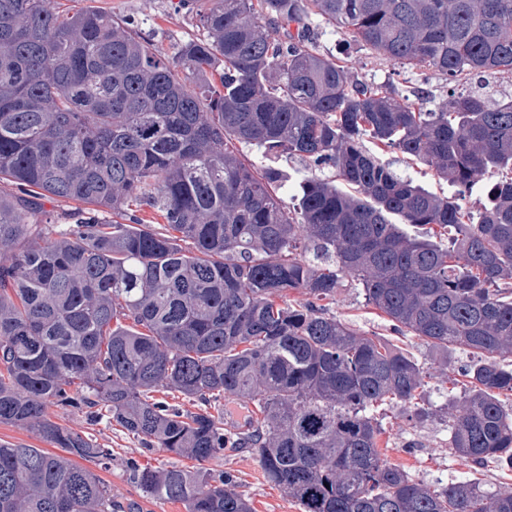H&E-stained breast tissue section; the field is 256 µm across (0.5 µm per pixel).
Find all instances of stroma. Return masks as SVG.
Segmentation results:
<instances>
[{
	"mask_svg": "<svg viewBox=\"0 0 512 512\" xmlns=\"http://www.w3.org/2000/svg\"><path fill=\"white\" fill-rule=\"evenodd\" d=\"M73 5L77 8L96 6L134 19L142 33L169 54L199 32L198 19L177 11L175 0H73ZM308 33L318 53L346 60L354 79L393 85L400 97L422 104L427 110L436 109L448 97V83L438 72L379 59L368 47L350 41L344 32L328 26L321 18L309 20ZM378 157L382 163L429 191L452 199L462 198L464 207L471 211H481L486 202V180H478L462 191L438 179L430 165L408 164L399 151L387 149L379 152ZM326 309L354 329L389 339L432 374L424 395L430 408L427 417L416 419L411 409L403 406L392 408L381 417L379 446L387 460L405 470L416 482L431 487L469 478V464L448 447L447 413L448 402L460 399L465 388L464 379L451 365L466 360V352L456 349L445 355L430 349L417 337L395 333L387 316L367 304L362 289L351 285L338 289L335 298L327 301ZM50 415L58 424L92 435L98 443L111 449V465L90 461L86 467L111 488L114 499L133 503L134 512H185L182 503L155 498L140 490L130 477V468L134 465L162 468L176 464L193 471L198 467L196 461L143 447L140 440L107 422L89 424L81 413L54 407ZM208 466L230 473L234 478L233 491L248 498L255 512H301L294 499L265 480L255 451L227 448L210 460Z\"/></svg>",
	"mask_w": 512,
	"mask_h": 512,
	"instance_id": "1",
	"label": "stroma"
}]
</instances>
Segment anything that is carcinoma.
<instances>
[{
	"mask_svg": "<svg viewBox=\"0 0 512 512\" xmlns=\"http://www.w3.org/2000/svg\"><path fill=\"white\" fill-rule=\"evenodd\" d=\"M205 31L168 55L134 21L0 0V423L66 455L0 444V512H125L74 458L112 461L49 409L90 410L199 463L252 448L302 512H512L479 479L439 489L382 457L373 411L414 406L431 373L328 314L343 279L393 330L471 360L448 448L512 470V176L474 216L402 177L369 139L460 187L512 171V100L431 112L315 51L316 15L390 62L448 78L512 73V0H177ZM310 166L293 206L279 172L226 147ZM331 167L345 187L322 178ZM72 202L62 224L41 200ZM110 210L107 223L100 214ZM449 229L448 243L402 225ZM304 299L291 303L286 293ZM178 393L191 411L154 398ZM253 403L232 433L207 405ZM186 512H253L233 476L133 467Z\"/></svg>",
	"mask_w": 512,
	"mask_h": 512,
	"instance_id": "carcinoma-1",
	"label": "carcinoma"
}]
</instances>
